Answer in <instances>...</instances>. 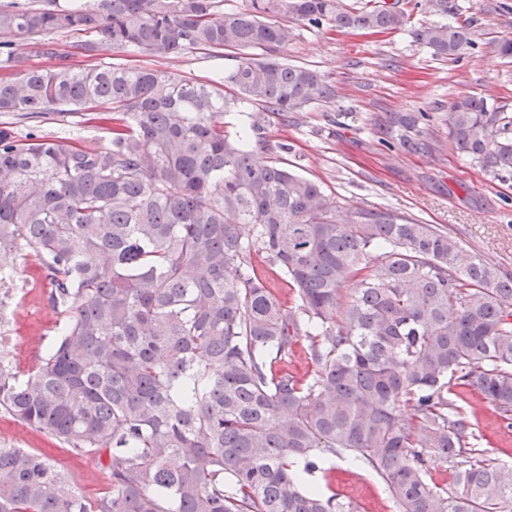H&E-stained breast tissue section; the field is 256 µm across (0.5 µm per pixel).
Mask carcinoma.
Instances as JSON below:
<instances>
[{"label":"carcinoma","instance_id":"carcinoma-1","mask_svg":"<svg viewBox=\"0 0 512 512\" xmlns=\"http://www.w3.org/2000/svg\"><path fill=\"white\" fill-rule=\"evenodd\" d=\"M314 27L404 28L397 4L340 0H0V112L93 111L101 146L0 130V281L27 250L52 285L56 336L36 366L0 361V409L105 471L86 500L54 461L0 448V512H359L307 477L348 455L396 512H512V464L484 459L456 400L512 420V274L394 212L336 221L322 186L253 161L224 113L249 102L255 146L272 115L332 99L318 73L276 54ZM157 58L258 49L209 83L118 63L75 70L52 33ZM416 42L458 59L462 25ZM53 58L33 69L22 43ZM401 115L400 147L428 149ZM457 151L512 174V115L464 95L448 112ZM296 290L279 299L262 266ZM351 284L345 302L340 294ZM311 368L288 371L297 339ZM455 472L454 488L433 472Z\"/></svg>","mask_w":512,"mask_h":512}]
</instances>
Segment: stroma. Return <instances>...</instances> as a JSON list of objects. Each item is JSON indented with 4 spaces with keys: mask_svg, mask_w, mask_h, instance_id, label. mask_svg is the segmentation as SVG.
I'll use <instances>...</instances> for the list:
<instances>
[{
    "mask_svg": "<svg viewBox=\"0 0 512 512\" xmlns=\"http://www.w3.org/2000/svg\"><path fill=\"white\" fill-rule=\"evenodd\" d=\"M458 14H439L416 0H400L410 15L406 28L390 34L362 30L340 32L323 25L294 26L293 40L280 55L290 64L315 70L336 90L330 101H315L299 111L270 119V142L289 146L283 156L292 170L319 182L336 209L337 221L359 211L391 210L456 235L466 254L477 255L512 273V176L482 171L457 152L448 137V107L460 95L483 98L488 107L512 113V58L501 57L497 40L512 37V0H455ZM468 26L472 48L461 59L434 56L411 30L422 24ZM54 40L69 64L83 69L104 62L154 68L206 82L217 65L232 67L241 53L228 50L216 61L205 50L189 49L162 60L146 52L103 48L88 57L73 34ZM426 112L433 149L413 154L387 147L388 119L395 113ZM62 136L71 132L100 142L104 130L82 123L80 114L23 118L0 112V128ZM45 272L17 259L11 280L0 283V360L25 371L33 367L56 334L58 315L49 302ZM481 435L486 457L512 454V427H506L487 402L466 394L461 399ZM0 448H28L50 457L70 475L87 498L108 489L105 473L68 447L35 432L0 411ZM331 471L314 482L331 481L361 512H395L380 478L349 459L332 461Z\"/></svg>",
    "mask_w": 512,
    "mask_h": 512,
    "instance_id": "stroma-1",
    "label": "stroma"
}]
</instances>
